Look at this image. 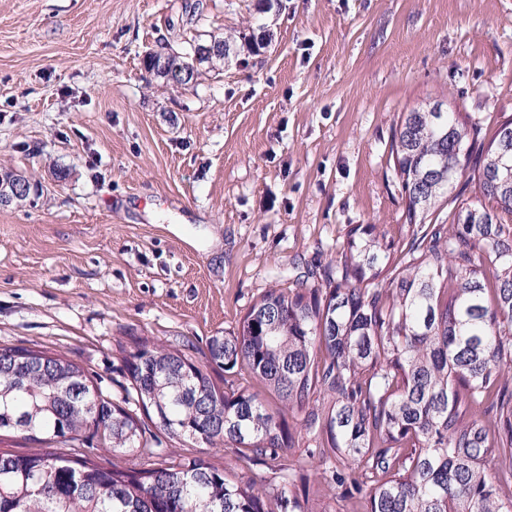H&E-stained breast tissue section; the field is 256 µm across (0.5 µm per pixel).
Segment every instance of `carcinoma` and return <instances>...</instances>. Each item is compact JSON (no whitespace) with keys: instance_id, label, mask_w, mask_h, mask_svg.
I'll return each mask as SVG.
<instances>
[{"instance_id":"carcinoma-1","label":"carcinoma","mask_w":512,"mask_h":512,"mask_svg":"<svg viewBox=\"0 0 512 512\" xmlns=\"http://www.w3.org/2000/svg\"><path fill=\"white\" fill-rule=\"evenodd\" d=\"M454 112H405L394 133L407 198L400 266L372 224L351 230L327 287L271 289L236 331L210 337L212 369L240 368L285 405L308 409L326 437L327 483L350 486L363 512H512V121L493 140ZM472 169L477 193L452 195ZM458 202L449 225L420 216ZM119 413L62 356L0 346V433L59 452H0V512H306L296 470L269 489L200 458L140 470L101 468L72 452L101 442L143 465L158 455L146 417L167 434L275 461L293 437L259 394L221 390L178 349L138 344Z\"/></svg>"}]
</instances>
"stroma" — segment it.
<instances>
[{
  "instance_id": "obj_1",
  "label": "stroma",
  "mask_w": 512,
  "mask_h": 512,
  "mask_svg": "<svg viewBox=\"0 0 512 512\" xmlns=\"http://www.w3.org/2000/svg\"><path fill=\"white\" fill-rule=\"evenodd\" d=\"M0 0V170L39 193L0 207V345L81 365L113 402L139 341L205 363L272 288H322L360 224L394 232L407 201L390 155L401 113L447 102L492 137L512 119V0ZM265 23L269 45L247 46ZM229 34L236 56L178 86L145 54ZM295 445L249 465L232 449L146 437L163 461L307 478Z\"/></svg>"
}]
</instances>
